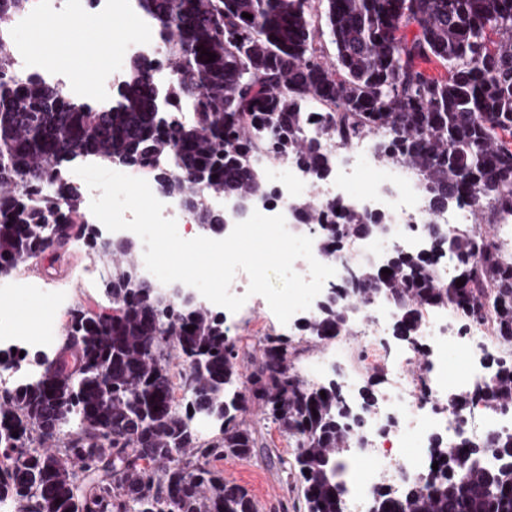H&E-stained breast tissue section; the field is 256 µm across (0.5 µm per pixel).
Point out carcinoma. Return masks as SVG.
Masks as SVG:
<instances>
[{
	"mask_svg": "<svg viewBox=\"0 0 512 512\" xmlns=\"http://www.w3.org/2000/svg\"><path fill=\"white\" fill-rule=\"evenodd\" d=\"M30 2L0 0V276L36 254L52 258L92 241L112 264L111 304L71 308L65 342L42 360L40 380L0 397V499L22 503L21 512H258L248 490L214 465L251 457L255 430L242 414L257 406L299 441L304 512H343V459L377 405L382 373L362 389L356 413L342 384L314 386L295 373L291 339L266 335L245 391L230 392L241 373L224 315L168 305L141 283L133 244L105 242L73 221L79 200L61 174L83 156L147 169L166 194L192 202L195 223L217 224L204 195L267 196L253 156L329 173L317 139L305 134L311 101L322 107L320 135L373 137L383 162L420 175L431 211L467 204L494 227L512 216V0H139L173 67L165 107L136 58L107 112L66 100L36 76L6 78L12 18ZM429 64L446 73H429ZM181 105L192 113L183 121ZM39 180L56 185L58 197L36 203L14 189ZM294 209L302 224L327 218L310 198ZM339 219L319 234L326 261L381 223L350 207ZM42 224L56 225L57 238L47 240ZM488 237L435 232L421 254L393 251L389 275L353 268L357 293L319 312L306 331L319 341L349 333L353 306L373 292L399 307L400 340L415 342L422 310L439 307L490 316L512 340V260ZM445 256L456 267L447 285L438 279ZM176 377L190 414L173 400ZM450 401L512 405V362L498 361L486 382ZM199 415L218 437L201 441L191 427ZM461 447L453 454L434 441L438 470L399 492L378 491L371 512H512V436ZM488 447L500 460L492 469L478 464Z\"/></svg>",
	"mask_w": 512,
	"mask_h": 512,
	"instance_id": "obj_1",
	"label": "carcinoma"
}]
</instances>
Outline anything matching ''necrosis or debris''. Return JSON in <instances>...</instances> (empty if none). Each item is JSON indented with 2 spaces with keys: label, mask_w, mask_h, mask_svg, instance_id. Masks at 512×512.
<instances>
[{
  "label": "necrosis or debris",
  "mask_w": 512,
  "mask_h": 512,
  "mask_svg": "<svg viewBox=\"0 0 512 512\" xmlns=\"http://www.w3.org/2000/svg\"><path fill=\"white\" fill-rule=\"evenodd\" d=\"M89 9L102 24L109 23L120 11L137 15L139 22L138 38L116 53L109 67L97 70L93 81L56 68L46 54L35 52L21 38L23 32L41 21L67 22ZM162 42L161 31L150 16L139 12L136 0H33L29 11L14 16L11 28V55L18 77L37 76L48 85L63 88L71 99L91 102L101 109L111 105L128 56L145 61L155 87L168 85L171 68ZM320 148L332 162L331 174L322 180L302 173L285 157L254 158V166L262 171L270 188L257 209L267 216L284 215L292 200L311 196L324 205H354L383 216L387 224L383 235L345 243L333 262L335 281H342L353 267L384 264L394 250H425L427 225L439 224L454 233L477 232L468 207L429 211L417 173L381 162L373 139L355 137L339 142L324 138ZM397 318V309L379 296L359 307L357 331L365 338L363 353L359 368L346 372L343 384L354 388L365 372L378 367L383 371L384 387L376 409L366 415L364 426L353 439L351 456L360 467L351 478L345 512H370L379 488H401L431 469L434 458L430 446L435 437H442L454 450L464 440L482 446L492 438L512 435V406L455 408L448 403L450 394L488 379V352L512 360V344L496 335L492 322L467 320L452 308L427 309L421 321L420 347L396 352L386 336ZM452 349L462 353L464 365L451 378L444 365ZM414 366L421 368V375L411 374ZM410 439L415 442V450L408 454L404 448Z\"/></svg>",
  "instance_id": "1"
}]
</instances>
